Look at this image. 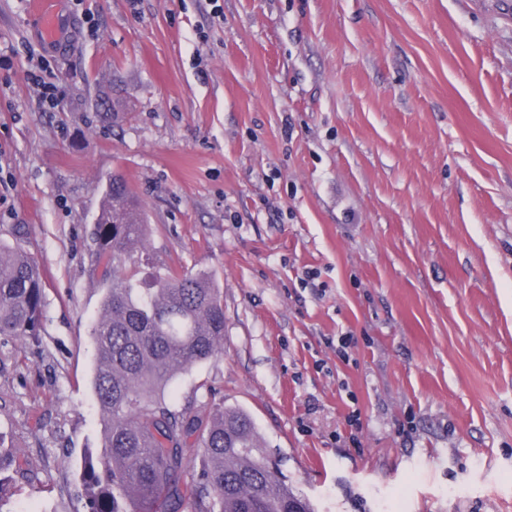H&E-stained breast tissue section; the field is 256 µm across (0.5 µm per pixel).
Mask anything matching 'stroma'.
Returning a JSON list of instances; mask_svg holds the SVG:
<instances>
[{"label":"stroma","instance_id":"stroma-1","mask_svg":"<svg viewBox=\"0 0 512 512\" xmlns=\"http://www.w3.org/2000/svg\"><path fill=\"white\" fill-rule=\"evenodd\" d=\"M54 9L49 43L0 0V236L45 302L39 345L0 338V431L38 477L0 512H85L116 175L148 222L125 267L223 294L224 352L174 407L203 383L247 412L314 512H512V0Z\"/></svg>","mask_w":512,"mask_h":512}]
</instances>
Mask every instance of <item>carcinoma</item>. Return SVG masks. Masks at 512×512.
<instances>
[{"mask_svg": "<svg viewBox=\"0 0 512 512\" xmlns=\"http://www.w3.org/2000/svg\"><path fill=\"white\" fill-rule=\"evenodd\" d=\"M144 213L113 177L93 228L100 270L99 319L90 336L93 391L103 412L102 448L81 458L86 512H312L281 480L246 413L193 399L171 409L172 382L224 349V300L212 276L168 269L148 287L117 261L146 237ZM43 283L37 261L0 239V336L40 342ZM203 452L197 480L181 482L187 439ZM34 474L0 432V508Z\"/></svg>", "mask_w": 512, "mask_h": 512, "instance_id": "obj_1", "label": "carcinoma"}]
</instances>
